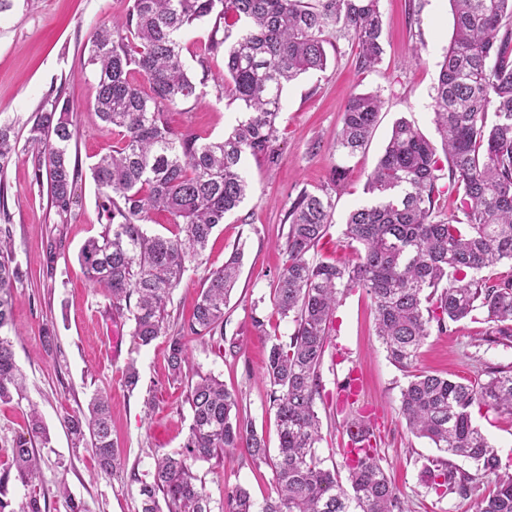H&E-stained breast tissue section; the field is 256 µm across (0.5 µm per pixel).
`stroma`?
Segmentation results:
<instances>
[{
  "label": "stroma",
  "instance_id": "1",
  "mask_svg": "<svg viewBox=\"0 0 512 512\" xmlns=\"http://www.w3.org/2000/svg\"><path fill=\"white\" fill-rule=\"evenodd\" d=\"M132 0H14L0 13V114L15 123L19 141H26L28 120L44 98L61 94L70 103L79 134L70 157L84 175L78 183V203L67 225H60L48 202V185L34 176L30 154L20 152L6 172V209L12 248L26 272L14 292L9 334L16 362L25 376L22 396L0 402V472L10 462L13 439L24 432L30 406H37L48 436L36 444L44 477L39 485L46 512H70L69 500L86 512H139V488L151 481L154 461L162 454L181 452L192 411L185 386L171 382L165 353L166 337L140 346L131 336L132 323L117 313L103 291L85 277L77 255L84 242L103 227V198L87 173L89 165L119 145L116 129L103 126L94 110L96 81L87 64L88 38L97 25L125 16ZM385 53L370 72L358 70L357 50L346 37L325 45V71H311L290 82L282 94L275 144V165L245 156L242 168L250 183L243 202L212 235L204 255L192 263L167 306L168 324H187L209 272L223 265L233 249L243 250L239 279L224 310L223 336L187 335L186 346L201 373L219 378L234 392L241 416L263 435L269 447L278 444L277 424L269 407L270 386L264 367L269 335L291 336L294 325L272 320L266 333L257 332L251 304L271 297L284 268L288 225L285 214L302 191L326 188L334 166L346 169V179L333 195V223L312 251L317 262L354 260L343 229L354 208L373 202L366 176L384 152L394 124L406 120L430 141L438 136L432 122L434 87L450 43L453 15L449 0H380ZM213 28L212 19L194 23L181 37L182 59L188 70L204 78L201 95L170 110L171 126L186 125L201 137L216 140L240 118L238 104L218 97L215 79L224 72L223 56L201 65V54ZM375 92L383 100L373 134L361 152L347 158L337 152L336 136L345 106L356 94ZM62 235L63 249L53 273L44 269L48 240ZM484 324L468 320L452 332L432 335L421 348L419 369L452 379L470 378L485 365H512V347L482 341ZM52 332V350L43 347ZM121 336L113 347V336ZM135 364V388L124 383L127 364ZM357 372L361 389L357 405L374 418L381 437L382 466L411 512H476L485 488L468 496L437 498L427 486L425 470L440 452L427 439L410 434L399 413L400 393L408 381L392 364L375 334V311L365 290L348 293L336 308L321 380L323 397L317 404L324 440L320 456L326 467H342L340 448L348 412L339 386L348 372ZM111 395L112 439L122 466L107 474L100 470L91 446L72 448L64 419L86 408L93 393ZM154 400L147 413L146 400ZM194 472L212 502L224 488H246L256 503L273 492L270 465L254 464L242 448L195 463ZM66 493H59V485Z\"/></svg>",
  "mask_w": 512,
  "mask_h": 512
}]
</instances>
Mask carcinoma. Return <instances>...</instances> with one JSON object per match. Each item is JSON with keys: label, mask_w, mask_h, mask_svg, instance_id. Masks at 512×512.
<instances>
[{"label": "carcinoma", "mask_w": 512, "mask_h": 512, "mask_svg": "<svg viewBox=\"0 0 512 512\" xmlns=\"http://www.w3.org/2000/svg\"><path fill=\"white\" fill-rule=\"evenodd\" d=\"M380 0H132L128 14L102 23L89 35L88 64L97 80L95 111L107 126L121 129V145L101 155L91 177L105 199L99 236L81 247L78 261L112 306L126 307L132 336L148 345L165 329L167 303L188 266L206 249L225 216L245 198L241 170L249 154L277 161L276 119L285 85L309 71L326 69V35L350 36L357 66L374 69L381 60ZM453 34L441 63L433 122L444 157L433 143L399 120L367 191L377 198L350 212L344 237L361 246L355 261L326 264L309 258L332 224V192L345 168L333 170L331 188L304 191L286 214V262L272 299V313L290 319L289 340L274 338L266 363L269 403L278 426L275 459L239 413L237 398L212 375L191 365L184 330L168 337L169 379L185 384L192 421L177 455L155 459L152 481L139 488L140 512H214L193 464L226 448H245L253 462L272 461L274 495L258 505L239 485L224 488L221 512H409L386 476L378 445L355 454L343 450L348 485L324 466L317 399L320 368L340 298L362 288L376 312V335L392 363L409 373L399 412L407 430L429 440L448 458L427 468L437 498L466 496L486 480L477 512H512V474L482 432L472 410L512 416V366H485L465 381L416 369L419 350L434 333L484 314L483 340L512 347V270L484 271L512 263V0H451ZM212 16L214 25L201 64L224 49V78L218 96L239 103L244 118L220 140L205 141L186 126L171 128L169 108L198 99L197 82L182 60L180 34ZM222 37H217L218 32ZM140 73L144 90L130 75ZM383 102L376 93L347 103L336 151L352 156L369 141ZM78 127L68 101L48 98L32 118L24 150L32 152L36 178L46 177L50 207L61 221L72 215L82 173L69 148ZM18 156L14 126L0 117V208L4 177ZM448 170L447 209L437 182ZM166 212L177 232L150 234L146 224ZM463 217H458V214ZM63 247L48 240L47 275ZM241 252L211 271L199 293L189 331L224 335V308L239 278ZM26 272L16 261L9 227H0V401L21 393L24 376L16 364L10 326L14 288ZM74 444L90 437L100 468L113 473L121 460L112 441L109 397L97 393L88 412L65 418ZM44 434L36 407L27 431L10 448L15 477L42 481L33 443ZM461 458L473 470L452 461Z\"/></svg>", "instance_id": "carcinoma-1"}]
</instances>
